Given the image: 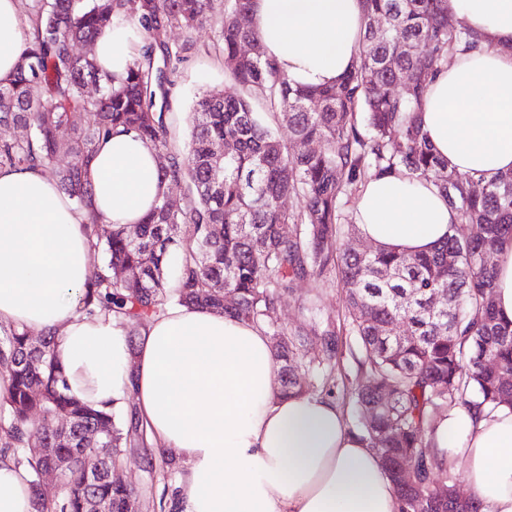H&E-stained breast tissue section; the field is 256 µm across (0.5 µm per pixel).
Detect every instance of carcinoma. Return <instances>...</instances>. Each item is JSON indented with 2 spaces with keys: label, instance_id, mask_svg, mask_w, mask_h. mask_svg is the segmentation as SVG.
<instances>
[{
  "label": "carcinoma",
  "instance_id": "1",
  "mask_svg": "<svg viewBox=\"0 0 512 512\" xmlns=\"http://www.w3.org/2000/svg\"><path fill=\"white\" fill-rule=\"evenodd\" d=\"M362 2L366 26L355 65L340 84L309 88L265 57L251 28L240 23L252 0H229L219 51L241 92L203 95L188 147L174 151L166 113L157 107L166 68L179 57L165 35L171 27L191 33L205 27L211 0H37L29 19L34 37L13 79L0 82V125L23 131L0 142V166L43 167L69 155L59 183L83 210L96 141L117 129L150 141L167 158L162 198L142 223L113 227L104 244L89 217L85 230L97 261L81 311L113 315L129 336L170 303L249 322L270 337L288 395L330 388L340 340L335 328L317 325L316 304L306 307L308 333L281 328L278 309L295 281L334 272L348 335L361 351L351 389L355 432L379 457L400 512H480L474 498L455 495L453 484H434L448 456L436 434L457 407H512V320L495 308L493 266L484 261L512 243V172L486 180L448 169L421 124L429 77L448 64V53L475 49L481 39L448 28L446 0ZM135 16L151 42L119 82L95 59L75 54L76 44L92 43L114 20ZM91 80L96 98L85 91ZM258 103L268 111H255ZM282 119L287 142L276 132ZM315 142L320 148L309 150ZM216 143L224 144L217 189ZM401 170L431 181L457 212L445 241L417 255L345 247L342 237L360 228L340 222L341 197L365 178ZM475 184L487 190L476 193ZM185 187L192 193L187 209L166 208L167 196ZM290 198L299 202L295 211L285 206ZM182 224L193 233L181 244L170 281L167 260ZM118 269L137 287L118 284ZM432 291L447 295V307L431 304ZM226 294L232 303H224ZM0 371L9 378L0 396V456L28 470L37 512H138L131 489L103 472L89 484L84 464L101 452L87 439L98 428L109 432L112 464L147 437L137 414L118 422L114 412L70 396L50 334L34 349L25 331L0 326ZM34 412L42 415L41 429L30 422ZM51 465L61 467L63 494L50 503L40 475Z\"/></svg>",
  "mask_w": 512,
  "mask_h": 512
}]
</instances>
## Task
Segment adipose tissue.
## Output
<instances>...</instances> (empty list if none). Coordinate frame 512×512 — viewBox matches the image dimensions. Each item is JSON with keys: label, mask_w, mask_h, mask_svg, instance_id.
Instances as JSON below:
<instances>
[{"label": "adipose tissue", "mask_w": 512, "mask_h": 512, "mask_svg": "<svg viewBox=\"0 0 512 512\" xmlns=\"http://www.w3.org/2000/svg\"><path fill=\"white\" fill-rule=\"evenodd\" d=\"M450 17L481 37L428 85L421 122L450 168L492 178L512 171V0H447ZM20 0H0V82L12 79L31 34ZM250 26L267 57L307 86L339 83L365 29L362 0H253ZM139 25L110 26L94 57L124 76ZM92 210L83 212L43 168L0 167V325L54 335L71 395L119 406L133 389L156 453L184 464L178 512H398L375 451L317 395H282L272 345L255 326L201 307L171 305L129 345L110 317L79 311L94 255L83 224H138L163 186L154 147L115 133L94 147ZM457 213L430 181L370 178L354 222L366 240L427 251ZM481 512H512V409L464 407L439 424ZM0 512H36L26 469L0 458Z\"/></svg>", "instance_id": "1"}]
</instances>
